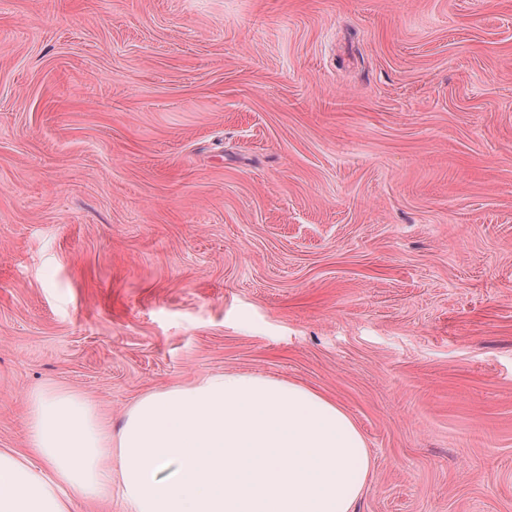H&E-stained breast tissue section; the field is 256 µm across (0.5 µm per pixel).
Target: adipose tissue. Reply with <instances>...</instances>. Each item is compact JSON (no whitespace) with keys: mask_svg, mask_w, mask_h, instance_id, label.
Masks as SVG:
<instances>
[{"mask_svg":"<svg viewBox=\"0 0 512 512\" xmlns=\"http://www.w3.org/2000/svg\"><path fill=\"white\" fill-rule=\"evenodd\" d=\"M26 452L0 448V512H72L120 487L126 512H353L372 460L335 401L250 374L147 393L113 431L82 394L29 399Z\"/></svg>","mask_w":512,"mask_h":512,"instance_id":"adipose-tissue-1","label":"adipose tissue"}]
</instances>
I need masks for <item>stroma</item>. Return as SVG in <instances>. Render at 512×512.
Listing matches in <instances>:
<instances>
[{"label":"stroma","instance_id":"obj_1","mask_svg":"<svg viewBox=\"0 0 512 512\" xmlns=\"http://www.w3.org/2000/svg\"><path fill=\"white\" fill-rule=\"evenodd\" d=\"M237 373L512 512V0H0V448Z\"/></svg>","mask_w":512,"mask_h":512}]
</instances>
